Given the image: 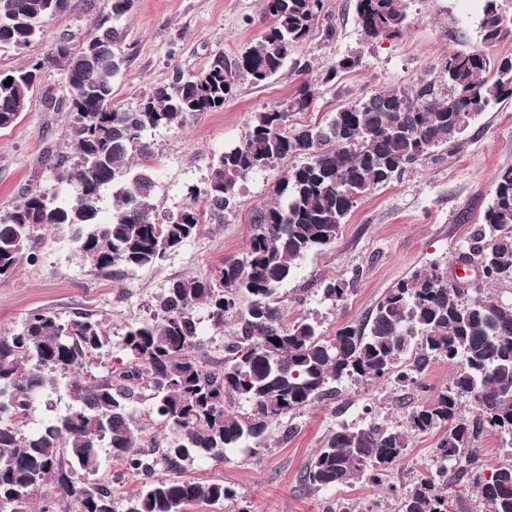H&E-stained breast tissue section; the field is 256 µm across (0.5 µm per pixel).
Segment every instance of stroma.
<instances>
[{
	"label": "stroma",
	"mask_w": 512,
	"mask_h": 512,
	"mask_svg": "<svg viewBox=\"0 0 512 512\" xmlns=\"http://www.w3.org/2000/svg\"><path fill=\"white\" fill-rule=\"evenodd\" d=\"M112 3L69 0L68 10L50 19L29 47L0 44V70L29 68L62 42L80 49L89 29L104 21L117 27L116 51L124 59L113 84L112 106L132 110L155 88L169 84L175 72L195 75L215 56L235 58L272 22L265 0H132L131 8L117 18ZM479 20V12H465L460 0H410L403 37L367 44L356 22L354 0H325L317 27L268 84L257 86L242 78L222 109L154 133L153 203L158 213L202 208V201L190 198L189 188L203 184L225 146L244 135L252 113L286 103L302 81L313 84L315 98L309 111L293 114L291 123L297 127L325 121L376 91L439 79V63L448 54L482 49ZM329 27L335 31L330 38L325 35ZM354 51L361 54L359 65L323 83L327 68ZM40 87L16 125L0 130V215L19 204L27 188L54 190L58 176L74 162L62 67L47 68ZM50 144L56 157L49 164L44 150ZM507 168H512V101L489 105L462 135L363 197L335 243L310 253L280 288L285 319L316 317L328 338L340 327L363 325L380 297L414 271L434 264L454 268L483 222L497 174ZM280 176L277 169L247 174L240 182L236 215L221 224L206 223L199 236L161 264L133 273H97L66 234L38 232L36 260L21 258L14 274L0 280V335L19 328L36 309L65 319L87 314L101 323L111 343L85 361L81 376L119 374L128 362L121 344L125 326L149 317L171 279H209L224 262L242 258L253 233L250 216L277 201ZM356 269L362 276L348 300L337 305L322 300L324 283L350 279ZM239 329L235 317L226 319L220 330L203 321L193 356L204 367L221 369L224 341ZM424 399L421 390L390 378L348 381L336 397L274 425L264 447L246 442L227 449L224 460L188 464L187 477L220 480L235 492L233 499L190 512H332L338 506L346 512H397L401 490L412 476L437 470L438 433L410 436L381 485L360 482L318 489L305 481L304 469L337 425H401Z\"/></svg>",
	"instance_id": "35a3bbf8"
}]
</instances>
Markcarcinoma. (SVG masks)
Returning <instances> with one entry per match:
<instances>
[{
  "label": "carcinoma",
  "mask_w": 512,
  "mask_h": 512,
  "mask_svg": "<svg viewBox=\"0 0 512 512\" xmlns=\"http://www.w3.org/2000/svg\"><path fill=\"white\" fill-rule=\"evenodd\" d=\"M67 6L68 0H0V44L29 46ZM406 8L407 0H356L362 39L401 37ZM322 10L323 0H266L273 23L240 56L229 62L218 56L198 75L178 72L129 111L112 108L113 81L123 64L114 52L112 27L93 25L79 52L60 44L27 69L0 71L4 129L27 110L42 71L55 63L64 67L76 157L53 192L30 188L0 217V279L14 273L23 255L36 259L33 234L39 229L67 233L82 260L106 274L158 265L200 235L203 220L195 209L162 219L156 214V148L148 134L222 109L241 77L266 84L307 39ZM479 28L487 47L512 37L499 0H483ZM358 63L357 54H348L328 68L324 80ZM441 72L443 92L433 80L381 90L315 125L288 128L289 114L313 103L307 83L286 108L253 113L242 139L219 156L204 186L188 189L204 200L210 220L222 223L238 208L239 178L272 170L289 156L305 158L281 178L280 201L254 211L244 257L224 263L212 279L171 280L152 317L126 325L123 348L131 364L119 378L73 377L68 412L36 430L28 429L33 401L53 392L54 373L81 367L109 336L87 315L62 320L44 309L30 312L20 330L1 335L0 512H56L65 500L74 512H100L101 504L117 512L112 483L96 478L103 448L140 481L125 512L220 504L235 491L186 477V462L222 460L227 449L246 441L265 443L274 423L333 395L347 378L387 377L428 397L404 428L339 426L305 465L310 485L380 484L410 435L435 430L441 467L412 478L398 512H471L460 495L448 491L449 484L461 482L476 490L486 512H512V452L490 469L479 448L487 435L512 447V304L490 294L469 299V290L448 284L447 272L432 265L390 288L361 328L345 325L330 339L307 316L286 322L278 306V290L298 262L334 243L360 197L462 134L485 106L512 99V56L454 52ZM133 150L139 157L135 167L128 162ZM109 195L112 216L104 221L102 203ZM468 258L488 262L486 283L512 282V168L496 177ZM355 283L331 281L323 297L343 302ZM243 297L250 304L241 313ZM199 309L219 328L240 314V333L225 340L220 370L190 355L199 336ZM434 360L456 371L433 390L420 375ZM142 379L153 391L160 423L176 431L157 451L140 446L143 428L133 403ZM465 398L475 407L467 417ZM237 401L250 410L230 411L228 404ZM161 468L168 477L157 476Z\"/></svg>",
  "instance_id": "carcinoma-1"
}]
</instances>
